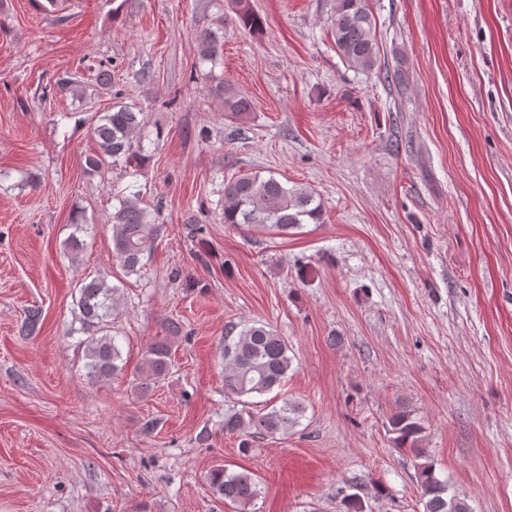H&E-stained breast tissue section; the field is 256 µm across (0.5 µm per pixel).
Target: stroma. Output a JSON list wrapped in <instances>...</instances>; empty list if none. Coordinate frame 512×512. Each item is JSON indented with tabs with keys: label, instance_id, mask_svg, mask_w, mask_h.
I'll use <instances>...</instances> for the list:
<instances>
[{
	"label": "stroma",
	"instance_id": "obj_1",
	"mask_svg": "<svg viewBox=\"0 0 512 512\" xmlns=\"http://www.w3.org/2000/svg\"><path fill=\"white\" fill-rule=\"evenodd\" d=\"M249 5L263 34L234 0H0V512H339L345 492L423 512L425 458L473 512H512V0H371L395 88L341 60L334 0ZM216 77L252 112L225 111ZM116 103L142 112L148 157L89 172ZM247 173L313 191L322 223L225 225L224 183ZM131 184L160 232L128 276L111 224ZM77 212L96 231L74 260ZM99 270L122 289L105 383L74 303ZM173 320L171 371L140 392ZM254 320L287 340L282 393L305 412L245 453L224 431V334ZM401 410L419 451L393 442ZM218 465L261 497L218 501ZM236 22L244 30L250 33H261L264 29V21L249 8L247 0H236Z\"/></svg>",
	"mask_w": 512,
	"mask_h": 512
}]
</instances>
